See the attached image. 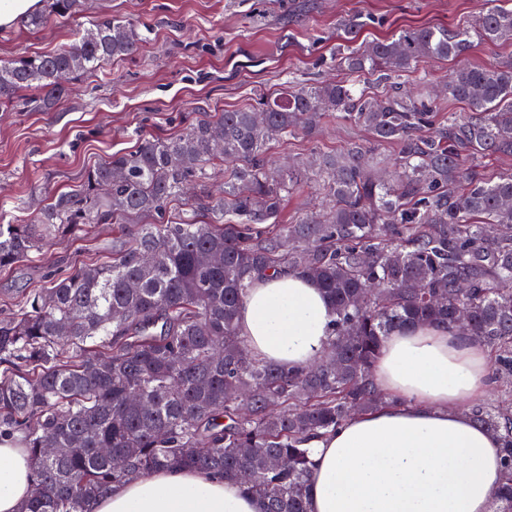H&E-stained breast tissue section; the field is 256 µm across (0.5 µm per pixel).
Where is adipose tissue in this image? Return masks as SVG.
Listing matches in <instances>:
<instances>
[{"label": "adipose tissue", "mask_w": 512, "mask_h": 512, "mask_svg": "<svg viewBox=\"0 0 512 512\" xmlns=\"http://www.w3.org/2000/svg\"><path fill=\"white\" fill-rule=\"evenodd\" d=\"M336 311L291 271L256 275L238 314L254 356L287 370L325 353ZM388 401L311 439L308 512H492L503 473L499 440L466 414L490 390L486 347L458 328H395L372 368ZM32 462L0 441V512L30 496ZM90 512H261L256 497L203 470L169 468L113 487Z\"/></svg>", "instance_id": "obj_1"}]
</instances>
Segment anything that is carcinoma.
Masks as SVG:
<instances>
[{
	"label": "carcinoma",
	"instance_id": "obj_1",
	"mask_svg": "<svg viewBox=\"0 0 512 512\" xmlns=\"http://www.w3.org/2000/svg\"><path fill=\"white\" fill-rule=\"evenodd\" d=\"M82 11L83 0H47L26 26ZM506 41L512 7L487 0L470 27H409L344 44L338 80H289L256 108L144 139L27 223L1 224V270L82 224L126 232L109 260L75 263L0 314V437L16 439L33 465L20 512H88L112 486L171 467L237 480L262 512H307L305 443L385 402L372 366L404 324L452 327L464 316L496 374L511 376L512 172L486 177L474 160L512 156V63L465 59L481 43ZM144 42L134 24L101 17L58 50L0 60V107L51 109L66 79L135 55ZM425 59L458 61L448 97L471 113L438 117L425 78L415 95L397 82L373 95L361 87ZM333 112L372 141L321 155L310 175L298 164L286 174L272 167L271 142L311 135ZM386 143L398 151L381 179L366 161ZM224 161L233 168L216 194L210 169ZM311 176L326 192L325 213L278 223L288 192ZM189 182L199 188L189 218L149 223ZM140 219L148 223L126 226ZM278 270L315 281L336 310L313 369L267 365L239 334L251 275ZM468 413L501 440L495 512H512V406ZM47 442L67 454L46 456ZM273 457L283 465L270 467Z\"/></svg>",
	"mask_w": 512,
	"mask_h": 512
}]
</instances>
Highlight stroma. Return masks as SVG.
I'll use <instances>...</instances> for the list:
<instances>
[{"label": "stroma", "mask_w": 512, "mask_h": 512, "mask_svg": "<svg viewBox=\"0 0 512 512\" xmlns=\"http://www.w3.org/2000/svg\"><path fill=\"white\" fill-rule=\"evenodd\" d=\"M485 0H86L84 11L28 32H0V59L46 53L72 43L106 15L150 25L136 55L68 80L52 110H0V224H20L58 192L80 189L94 166L145 138H166L187 123L256 105L288 77L310 83L336 77L339 23L359 14L363 45L413 26L474 25ZM368 131L324 122L313 136L272 144L285 163L311 151L332 152ZM115 224H85L57 239L45 256L0 270V304L44 285L71 262L112 254Z\"/></svg>", "instance_id": "1"}]
</instances>
